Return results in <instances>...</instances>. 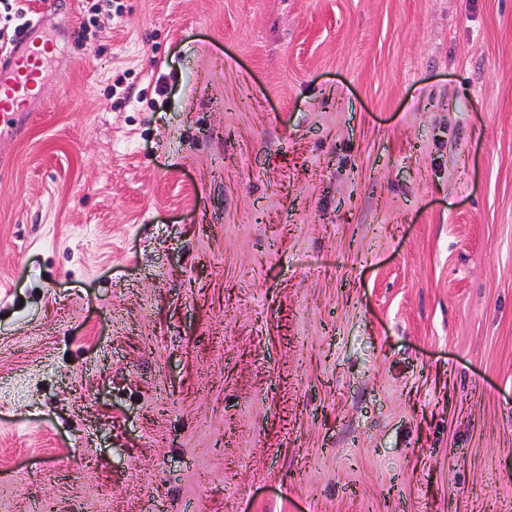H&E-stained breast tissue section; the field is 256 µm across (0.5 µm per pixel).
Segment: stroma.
<instances>
[{
	"mask_svg": "<svg viewBox=\"0 0 512 512\" xmlns=\"http://www.w3.org/2000/svg\"><path fill=\"white\" fill-rule=\"evenodd\" d=\"M117 2L0 128V512H512V0Z\"/></svg>",
	"mask_w": 512,
	"mask_h": 512,
	"instance_id": "1",
	"label": "stroma"
}]
</instances>
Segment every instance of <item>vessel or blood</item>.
Segmentation results:
<instances>
[{
    "instance_id": "vessel-or-blood-1",
    "label": "vessel or blood",
    "mask_w": 512,
    "mask_h": 512,
    "mask_svg": "<svg viewBox=\"0 0 512 512\" xmlns=\"http://www.w3.org/2000/svg\"><path fill=\"white\" fill-rule=\"evenodd\" d=\"M53 52L52 41L28 34L11 53L0 56V126L24 116V105L39 89Z\"/></svg>"
}]
</instances>
